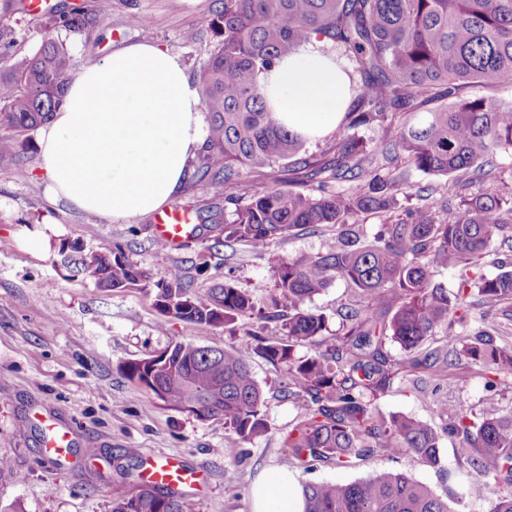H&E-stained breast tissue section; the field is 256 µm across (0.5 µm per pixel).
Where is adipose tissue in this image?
Listing matches in <instances>:
<instances>
[{
    "instance_id": "ef3b65f1",
    "label": "adipose tissue",
    "mask_w": 512,
    "mask_h": 512,
    "mask_svg": "<svg viewBox=\"0 0 512 512\" xmlns=\"http://www.w3.org/2000/svg\"><path fill=\"white\" fill-rule=\"evenodd\" d=\"M349 79L331 57L306 46L261 78L276 119L316 141L349 103ZM198 90L179 57L151 43L113 50L68 82L64 104L41 128L40 173L53 200L126 220L169 204L205 136ZM288 472L262 473L251 512H303Z\"/></svg>"
}]
</instances>
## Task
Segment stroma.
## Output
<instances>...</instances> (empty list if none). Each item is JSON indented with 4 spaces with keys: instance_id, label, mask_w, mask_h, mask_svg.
Instances as JSON below:
<instances>
[{
    "instance_id": "1",
    "label": "stroma",
    "mask_w": 512,
    "mask_h": 512,
    "mask_svg": "<svg viewBox=\"0 0 512 512\" xmlns=\"http://www.w3.org/2000/svg\"><path fill=\"white\" fill-rule=\"evenodd\" d=\"M51 14H35L23 0H0V26L14 42L9 61L30 57L50 30L51 16L74 7L95 12L99 0H52ZM219 0H111L104 22L73 36V72L90 61L132 43H154L180 57L192 79L216 48L210 25ZM37 131L21 136L22 162L0 159V512H112V503L145 474L150 463L170 457L191 471L192 485L176 487L183 512H251L250 489L265 470H286L299 481L350 483L391 468L456 501L457 512H490L495 497L480 479L466 478L455 445L439 441L442 470L411 453L387 460L373 455L351 466L333 465L305 472L294 464L284 440L301 408L283 399L280 385L288 368L262 356L251 367L266 398L267 431L242 441L224 421L172 410L128 380L124 366L155 355L177 342L236 348L254 344L256 323L245 317L227 326H201L163 315L152 294L133 288L115 293L93 277L60 263V247L83 252L121 245L151 280L181 269L195 295L237 279L263 304L274 285L279 260L316 253L333 233L323 229L298 235L256 252L243 244L215 246L212 218H227L224 189L208 182L183 185L175 205L201 224L197 236L174 250L158 248L153 218L126 221L90 214L66 203H52L39 173ZM357 296L335 281L306 304L327 318L326 339L346 333L341 312ZM497 409L512 410V375L492 374L460 362L452 380L423 371L396 380L377 400L386 415L404 414L438 425V402L451 400L481 414L488 395ZM52 418L73 430V454L58 462L41 446L40 420Z\"/></svg>"
}]
</instances>
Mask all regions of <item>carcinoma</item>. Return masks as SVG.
I'll use <instances>...</instances> for the list:
<instances>
[{
  "label": "carcinoma",
  "mask_w": 512,
  "mask_h": 512,
  "mask_svg": "<svg viewBox=\"0 0 512 512\" xmlns=\"http://www.w3.org/2000/svg\"><path fill=\"white\" fill-rule=\"evenodd\" d=\"M108 11V0H101L96 18L75 8L60 16V24L79 34ZM211 25L221 40L200 69L209 119L205 162L186 174L190 181L209 177L224 184L231 220L215 244L261 252L323 226L335 228L338 241L279 261L263 308L232 281L204 296L189 293L178 269L153 283L118 244L110 263L99 251L69 256L67 266L92 275L100 288H156V302L170 316L218 326L254 315L286 337L232 349L177 342L166 360L151 368L135 361L126 376L172 409L196 402L199 418L220 417L224 428L251 440L267 429L251 359L260 354L286 363L282 396L305 413L285 445L305 470L346 467L375 453L391 459L404 451L439 469L444 433L458 441L456 454L469 473L490 476L507 489L491 512H512V414L490 408L476 417L441 401L435 411L444 423L436 429L408 415L386 417L376 404L399 372L382 349L388 336L417 352L406 359L408 372L425 369L442 379L467 360L512 374L504 327L453 331L465 320L454 315L467 311L472 295L490 308L512 301V193H462L465 182L489 175V156L512 151V102L464 95L469 88L512 86V0H224ZM315 40L323 52L336 50L347 75L361 77L333 133V155L323 160L306 153L305 138L278 124L260 92L263 74ZM72 66V44L51 33L32 57L6 71L0 67V122L27 132L48 121L64 103ZM376 127L382 136L369 144L356 134ZM276 166L304 180L311 192L270 187L248 198L239 193L243 176L262 179ZM409 166L443 181L448 201L455 202L451 218L427 204L403 206L423 192L409 185ZM361 214L382 218L364 240L353 231ZM499 237L509 242L493 259L501 272H475ZM433 266L459 272L456 290L433 282ZM336 280L363 299L345 314L348 332L314 355L293 357L294 347L315 343L326 330V316L305 304ZM381 294L390 304L389 318L370 305ZM442 327L448 344L437 345ZM303 494L304 512H453L448 500L392 469L347 484L310 482ZM112 512H182V505L169 487L140 477L113 501Z\"/></svg>",
  "instance_id": "obj_1"
}]
</instances>
